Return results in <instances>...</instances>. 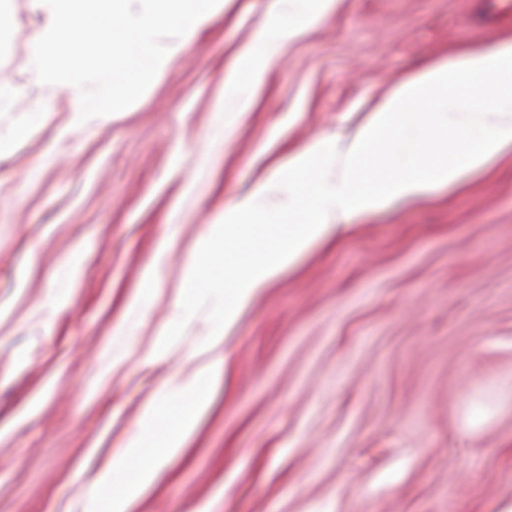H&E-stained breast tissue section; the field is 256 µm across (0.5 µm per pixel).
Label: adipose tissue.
<instances>
[{
	"label": "adipose tissue",
	"instance_id": "obj_1",
	"mask_svg": "<svg viewBox=\"0 0 512 512\" xmlns=\"http://www.w3.org/2000/svg\"><path fill=\"white\" fill-rule=\"evenodd\" d=\"M255 44L234 57L224 77L237 111L252 106L279 47L318 23L336 0H275ZM512 155V36L463 50L400 83L373 105L354 135H320L294 150L274 180L288 198L271 204L270 183L226 205L224 221L208 225L184 270L187 295L154 354L162 356L189 319L194 297L214 294L209 341L218 345L239 310L292 267L313 245L405 201L459 190ZM216 359L192 377L163 383L142 411L139 429L89 478L91 512H132L185 447L209 404V385L223 375Z\"/></svg>",
	"mask_w": 512,
	"mask_h": 512
}]
</instances>
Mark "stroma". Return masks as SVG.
I'll return each instance as SVG.
<instances>
[{
  "instance_id": "35a3bbf8",
  "label": "stroma",
  "mask_w": 512,
  "mask_h": 512,
  "mask_svg": "<svg viewBox=\"0 0 512 512\" xmlns=\"http://www.w3.org/2000/svg\"><path fill=\"white\" fill-rule=\"evenodd\" d=\"M489 0H338L284 44L251 111L224 73L274 0H229L130 107L68 126L69 94L0 153V512H87L86 480L158 387L224 375L133 512L512 507V156L489 176L313 246L207 347L204 295L152 357L224 205L457 49L512 34ZM0 133L31 113L30 0H0ZM75 267H68L72 256ZM157 285L127 307L147 270ZM488 410L484 421L474 406Z\"/></svg>"
}]
</instances>
